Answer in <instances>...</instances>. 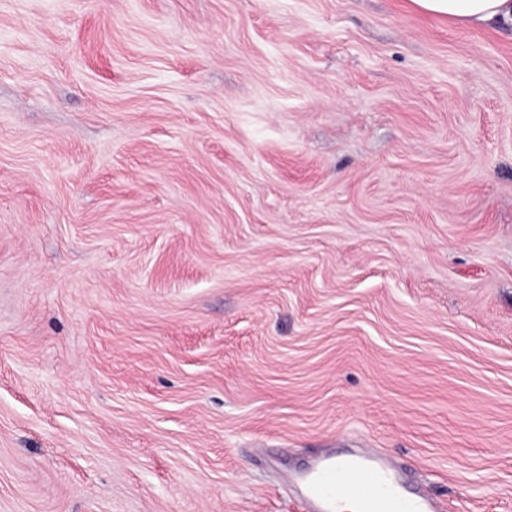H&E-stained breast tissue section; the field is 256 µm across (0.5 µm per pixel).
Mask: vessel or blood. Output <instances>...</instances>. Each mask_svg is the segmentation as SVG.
I'll return each mask as SVG.
<instances>
[{
    "label": "vessel or blood",
    "mask_w": 512,
    "mask_h": 512,
    "mask_svg": "<svg viewBox=\"0 0 512 512\" xmlns=\"http://www.w3.org/2000/svg\"><path fill=\"white\" fill-rule=\"evenodd\" d=\"M299 478L317 512H339L344 496L357 512H438L432 498L405 493L393 467L366 452L326 458Z\"/></svg>",
    "instance_id": "vessel-or-blood-1"
}]
</instances>
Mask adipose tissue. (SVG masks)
<instances>
[{
    "label": "adipose tissue",
    "mask_w": 512,
    "mask_h": 512,
    "mask_svg": "<svg viewBox=\"0 0 512 512\" xmlns=\"http://www.w3.org/2000/svg\"><path fill=\"white\" fill-rule=\"evenodd\" d=\"M422 11L446 16L456 25L512 24V0H411Z\"/></svg>",
    "instance_id": "adipose-tissue-1"
}]
</instances>
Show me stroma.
I'll return each mask as SVG.
<instances>
[{"instance_id":"obj_1","label":"stroma","mask_w":512,"mask_h":512,"mask_svg":"<svg viewBox=\"0 0 512 512\" xmlns=\"http://www.w3.org/2000/svg\"><path fill=\"white\" fill-rule=\"evenodd\" d=\"M353 448L512 512V27L0 0V512H308Z\"/></svg>"}]
</instances>
